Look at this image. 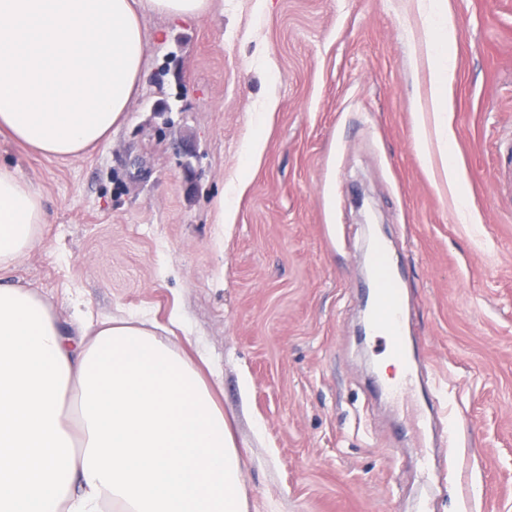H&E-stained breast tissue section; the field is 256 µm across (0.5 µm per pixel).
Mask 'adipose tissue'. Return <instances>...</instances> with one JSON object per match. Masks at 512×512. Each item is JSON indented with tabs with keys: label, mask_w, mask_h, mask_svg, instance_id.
Here are the masks:
<instances>
[{
	"label": "adipose tissue",
	"mask_w": 512,
	"mask_h": 512,
	"mask_svg": "<svg viewBox=\"0 0 512 512\" xmlns=\"http://www.w3.org/2000/svg\"><path fill=\"white\" fill-rule=\"evenodd\" d=\"M208 0H0V129L35 153L82 157L126 119L145 20ZM452 76L434 68V136L448 142ZM44 221L41 194L0 166V272ZM153 321L86 317L69 335L23 285L0 286V512H248L219 374L158 338ZM76 391L79 419L65 408Z\"/></svg>",
	"instance_id": "obj_1"
}]
</instances>
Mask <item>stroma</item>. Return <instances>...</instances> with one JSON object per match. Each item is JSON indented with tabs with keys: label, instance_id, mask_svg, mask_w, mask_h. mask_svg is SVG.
Masks as SVG:
<instances>
[{
	"label": "stroma",
	"instance_id": "obj_1",
	"mask_svg": "<svg viewBox=\"0 0 512 512\" xmlns=\"http://www.w3.org/2000/svg\"><path fill=\"white\" fill-rule=\"evenodd\" d=\"M445 14L452 137L432 156L462 167L472 224L417 148ZM145 29L106 143L64 161L0 134L45 207L7 278L73 334L77 301L179 312L221 377L249 512H512V0H209ZM377 238L404 273L413 370L453 404L445 448L421 396L377 391L384 343L359 332Z\"/></svg>",
	"mask_w": 512,
	"mask_h": 512
}]
</instances>
